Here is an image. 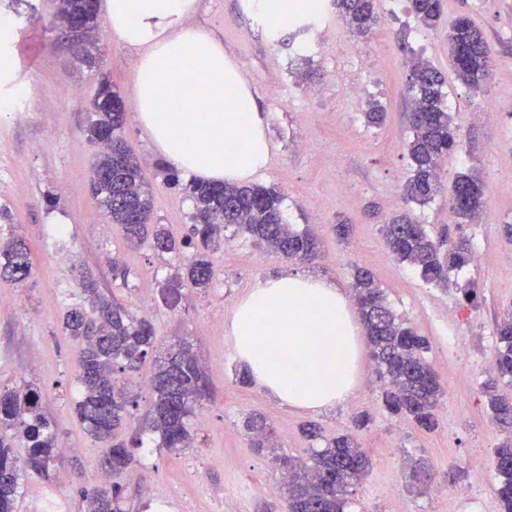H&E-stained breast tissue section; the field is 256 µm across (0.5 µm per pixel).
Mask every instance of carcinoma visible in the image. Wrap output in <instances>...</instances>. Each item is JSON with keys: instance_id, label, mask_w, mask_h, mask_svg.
<instances>
[{"instance_id": "1", "label": "carcinoma", "mask_w": 512, "mask_h": 512, "mask_svg": "<svg viewBox=\"0 0 512 512\" xmlns=\"http://www.w3.org/2000/svg\"><path fill=\"white\" fill-rule=\"evenodd\" d=\"M336 10L355 33L366 34L373 22V0H335ZM411 9L425 27L440 19L441 0H410ZM75 18L88 26L98 19L97 0H61L55 28L63 30ZM493 51L484 34L467 16L455 19L448 29V61L458 83L479 90L491 77ZM412 95L411 130L407 143L412 174L405 185L406 200L425 205L442 191L440 170L444 158L459 146L452 116L443 106L440 73L421 57L409 61ZM123 108L112 105V85L100 83L88 121L89 140L107 141L112 150H102L90 177V188L104 214L126 242L138 246L151 240L153 248L174 254L184 262L183 280L194 288H207L214 278V264L207 256L210 246L224 229L233 227L254 243L291 260L310 262L317 256L318 242L309 229L296 231L288 224L283 197L273 187L260 184L239 186L190 182L184 190L195 212L193 224L182 241L173 240L163 225L150 223L152 190L141 177L136 158L124 145ZM123 157L120 168L112 167V156ZM484 190L479 178L461 173L452 183L448 208L458 218L474 221L484 211ZM390 251L402 263L419 271L430 284L448 282V271L466 265L472 256L470 241L460 238L442 248L424 225L396 219L385 225ZM17 283L32 275L30 251L19 238L0 244V274ZM353 292L364 300L359 307L366 328L371 356L385 380L383 401L390 413L407 418L424 430L436 425L435 410L442 397L434 373L425 361L429 341L414 333L387 302L384 290L366 270L354 274ZM84 294L96 316L83 308H69L63 318L65 335L81 338L85 348L79 363L80 385L76 413L87 433L108 443L103 449L102 469L119 475L135 461L141 447V432L116 442L117 431L127 427L138 407L137 394L125 383L127 372L157 350L154 328L136 318L129 309L104 299L93 281L84 283ZM512 383V307L497 325L493 374L482 385L496 424L512 434V399L497 394L499 382ZM148 425L166 448H185L191 440L190 417L209 397L203 367L183 345L170 348L155 359L150 381ZM257 451H274L270 429L261 418L246 423ZM11 430L13 434L5 435ZM29 448L21 461L13 455L15 439ZM56 436L42 408L40 392L29 386L0 390V512H15L21 480L29 472L48 471L54 458ZM306 465L286 454L279 462L286 512H344L353 487L367 475L370 460L350 434L325 441L313 450ZM491 462L498 479L496 493L501 512H512V438L493 449ZM85 512H121L122 486H94L82 494Z\"/></svg>"}]
</instances>
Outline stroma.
I'll return each mask as SVG.
<instances>
[{"label":"stroma","instance_id":"1","mask_svg":"<svg viewBox=\"0 0 512 512\" xmlns=\"http://www.w3.org/2000/svg\"><path fill=\"white\" fill-rule=\"evenodd\" d=\"M54 12L55 0H0V14L13 27L0 37V52L12 62L0 77V100L11 103L0 118V211L11 218L0 237L21 236L33 262L26 284L0 277V387H37L60 447L48 476L25 477L16 512L39 502L47 488L70 512H84L81 489L102 472V445L75 412L81 344L60 326L69 307L84 304L82 284L89 277L105 296L153 323L158 348L189 345L212 392L190 419L193 447L174 451L162 447L158 435H145L135 463L119 477L124 512H145L153 498L166 500L169 512H237L241 506L280 512V474L270 457L251 448L242 427L250 413L263 415L281 448L303 459L313 448L302 432L305 424H317L327 438L356 434L373 466L351 493L348 512H499L492 469L475 461L489 459L505 438L481 385L497 321L512 306V239L503 232L512 224V106L503 102L512 90V0H443L434 28L417 22L409 0H376L378 21L365 37L347 28L332 0L304 33L293 27L271 32L249 16L246 0H199L190 24L223 38L269 116L273 149L261 183L283 193L294 229L312 226L321 242L316 262L292 265L245 236L225 233L210 254L214 283L201 290L175 279L170 256L147 243L129 248L118 230H106L89 185L98 147L87 136L91 103L104 78L123 102L124 138L152 187L154 223L182 238L194 203L165 182L168 169L135 121L132 53L114 44L105 24L99 64L88 66L58 41L49 26ZM462 14L495 48L493 79L479 91L458 84L448 67V28ZM413 56L429 61L444 79L462 147L445 159L441 181L448 187L458 174L478 173L490 213L478 223L449 220L444 194L426 205L404 200L412 136L407 60ZM347 85L356 95L344 93ZM67 88L77 89L79 98L64 96ZM372 102L386 114L382 126L363 118ZM404 216L427 225L438 239L470 241L475 259L449 273L448 287L427 284L389 252L382 227ZM340 224L351 225L348 238L337 236ZM116 263L129 270L127 287L112 281ZM359 267L374 275L395 313L430 343L425 358L444 390L433 430L383 408V383L366 352L353 397L320 414L284 406L238 380L225 320L257 280L290 268L348 289ZM465 285L476 288L475 304L464 301ZM166 288L181 291L178 306L166 302ZM420 459L433 467L432 481L410 480L409 465ZM461 489L468 499L457 498Z\"/></svg>","mask_w":512,"mask_h":512}]
</instances>
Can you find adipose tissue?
<instances>
[{"label": "adipose tissue", "mask_w": 512, "mask_h": 512, "mask_svg": "<svg viewBox=\"0 0 512 512\" xmlns=\"http://www.w3.org/2000/svg\"><path fill=\"white\" fill-rule=\"evenodd\" d=\"M198 0H107L117 45L135 53V120L171 170L210 184L246 183L271 145L255 92L211 30L191 25ZM274 28L318 16L322 0H251ZM227 332L256 388L317 414L346 403L359 382L362 339L335 281L286 271L258 280L233 306Z\"/></svg>", "instance_id": "1"}]
</instances>
